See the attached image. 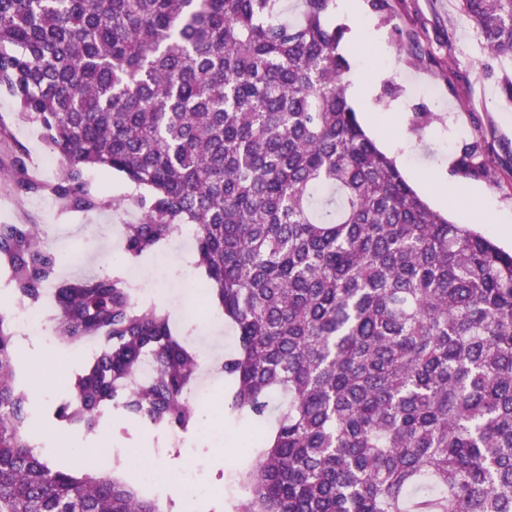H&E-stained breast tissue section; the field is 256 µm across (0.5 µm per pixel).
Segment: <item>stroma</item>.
Here are the masks:
<instances>
[{
    "label": "stroma",
    "instance_id": "stroma-1",
    "mask_svg": "<svg viewBox=\"0 0 512 512\" xmlns=\"http://www.w3.org/2000/svg\"><path fill=\"white\" fill-rule=\"evenodd\" d=\"M387 23H379L368 4L360 13L376 27L378 41L348 37L342 47L350 63L349 101H356L362 85L371 95L367 110L372 120L363 127L373 139L402 132L407 146L394 158L406 180L430 206L446 213L456 224H467L480 231L504 250H512V103L502 95L495 73L488 69L490 59L480 38L456 0H391ZM417 42L421 59L407 50ZM430 112L434 121L425 129H412L416 113ZM0 124L7 136H0V170H11L16 158H23L30 178L51 181L55 172L42 171L40 159L53 148L38 124L22 117L17 101L0 90ZM482 140L488 160L498 170V181L455 177L445 181L449 161L461 147ZM85 179L92 190H104L118 205L86 213L68 212L44 192L21 194L14 185L0 180V224H37L45 245L55 250L62 262L58 276L80 278L88 274H124L112 256L123 240L124 225L136 222L140 208L133 202L136 190L117 172L88 170ZM194 243L180 236L163 242L157 254L136 263L141 278L132 291L136 301L149 303L170 314H179L173 328L198 358L223 360L233 352L235 330L218 319L215 306L198 307L181 286L184 274L204 280L196 267ZM60 368L52 387L39 400L40 412L34 422L42 428L53 406L69 388L74 375L86 363L71 346L59 344L52 351ZM227 380L213 387L212 399L202 413L209 425L223 426L225 441L197 447L191 459L205 480L223 488L226 496L241 497L242 473L256 463L252 445L260 438V423L232 412L225 399ZM128 434L112 439L103 454L117 458L120 451L133 449L141 463L170 473L184 462L176 450L157 443L145 427L128 424Z\"/></svg>",
    "mask_w": 512,
    "mask_h": 512
}]
</instances>
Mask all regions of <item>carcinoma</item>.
<instances>
[{"label":"carcinoma","mask_w":512,"mask_h":512,"mask_svg":"<svg viewBox=\"0 0 512 512\" xmlns=\"http://www.w3.org/2000/svg\"><path fill=\"white\" fill-rule=\"evenodd\" d=\"M0 0V88L65 158L47 192L89 212V168L121 173L130 261L197 225L205 288L237 331L228 406L276 412L240 512H512V254L433 210L348 103L335 0ZM512 62V0H458ZM464 176L498 179L479 140ZM15 298L54 292L61 339L101 351L53 410L93 433L111 407L196 428L199 363L119 276L56 280L35 224H0ZM153 375L137 378L142 362ZM16 336L0 314V512H161L122 477L56 465L30 440Z\"/></svg>","instance_id":"1"}]
</instances>
